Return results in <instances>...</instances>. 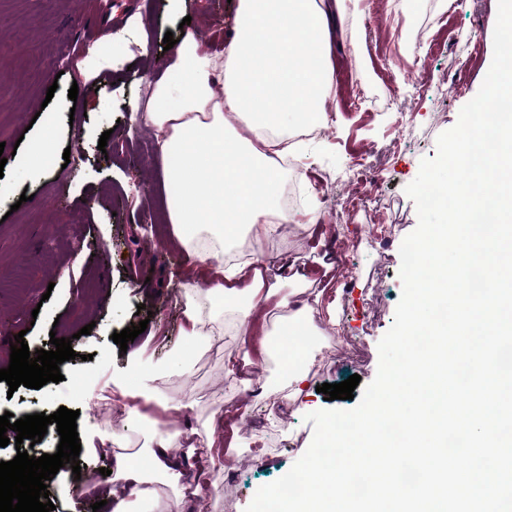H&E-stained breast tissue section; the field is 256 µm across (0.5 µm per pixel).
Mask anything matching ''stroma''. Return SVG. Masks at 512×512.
Wrapping results in <instances>:
<instances>
[{"label": "stroma", "mask_w": 512, "mask_h": 512, "mask_svg": "<svg viewBox=\"0 0 512 512\" xmlns=\"http://www.w3.org/2000/svg\"><path fill=\"white\" fill-rule=\"evenodd\" d=\"M498 0H342L329 18L334 44L325 107L333 118L326 135L305 140L297 158L304 178L300 223L306 239L271 237L270 250L318 284L315 305L318 347L339 346L353 365L326 369L312 363L301 389L286 384L274 360L255 359L249 380L224 375V360L243 352L230 336L218 349L187 353L183 286L193 278L206 288L205 263L182 248L168 220L163 164L152 129L136 105L144 104L146 80L164 71L172 54L166 32L183 18L207 51H223L232 37L228 23L235 0H142L140 9L113 26L110 66L86 73L87 53L77 25L90 0H0V98L25 103L21 112H0V169L11 192L0 199V369L8 367L9 342L24 334L30 350L49 349L51 337L70 339L76 359L61 364L63 379L40 389L10 391L0 381V416L22 418L74 409L69 396L78 374L96 370L87 400H106L112 418L97 423L88 409L76 420L82 469L109 467L111 449L143 454L158 437L181 430L195 448L193 464L206 489L188 512H245L257 490L286 474L313 436L309 413L354 408L362 386L376 376L378 343L391 327L402 293L400 246L418 224L405 188L422 159L434 157L438 136L459 119L481 88L493 59ZM421 82L414 93L412 82ZM462 91H455V84ZM77 99H69L71 86ZM106 148H99L102 133ZM49 139V164L31 177L15 150H34ZM365 157L381 171L393 206L384 215L386 238L369 231L365 216L341 218L348 190L346 169ZM331 189L317 199L320 180ZM29 201H21V194ZM352 246L348 287L324 272L317 258L335 255L337 243ZM148 271L133 286L131 268ZM151 311L142 334L120 352L113 332L139 323L138 306ZM335 317H328V309ZM341 324L344 342L327 331ZM90 334H83L84 326ZM140 353L158 375L149 383L154 398L139 393L130 371ZM360 375L352 399L326 401L317 385ZM230 409L227 423L213 422ZM223 438L224 458L235 472L211 464L208 444Z\"/></svg>", "instance_id": "1"}]
</instances>
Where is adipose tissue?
<instances>
[{"mask_svg": "<svg viewBox=\"0 0 512 512\" xmlns=\"http://www.w3.org/2000/svg\"><path fill=\"white\" fill-rule=\"evenodd\" d=\"M330 12L329 0H240L224 55L206 53L195 32L186 31L172 64L151 86L144 119L154 129L165 179L176 187L167 200L169 221L178 242L212 273L207 290L187 299L186 336L222 340V333L203 328L219 301L240 306L235 333L249 335L252 309L278 292L263 264H225L224 244L245 231L259 241L280 226L277 160L290 151L292 130L326 122ZM296 281L283 339L274 349L260 341L256 353L276 350L292 385L305 377L295 331L311 328L314 312L309 281L302 275ZM186 441L174 431L145 456L116 455L120 482L112 488V512H132L129 492L158 480L178 489L165 512H184L189 497L201 496L200 477L180 453Z\"/></svg>", "mask_w": 512, "mask_h": 512, "instance_id": "ef3b65f1", "label": "adipose tissue"}]
</instances>
